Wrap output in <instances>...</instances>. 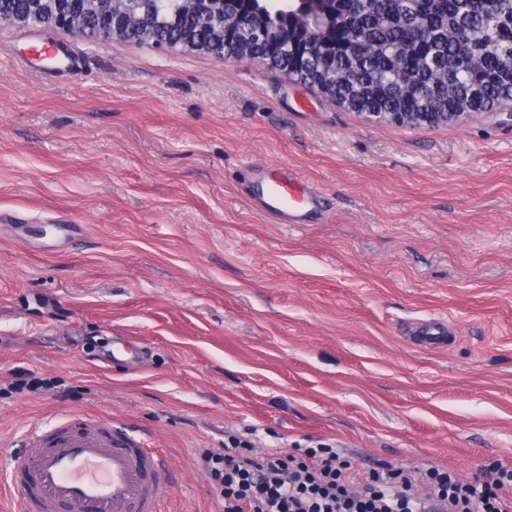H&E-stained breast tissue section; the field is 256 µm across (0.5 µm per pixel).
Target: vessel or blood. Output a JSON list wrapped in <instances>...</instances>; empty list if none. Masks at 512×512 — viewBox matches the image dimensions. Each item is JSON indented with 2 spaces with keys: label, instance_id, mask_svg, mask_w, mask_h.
Returning <instances> with one entry per match:
<instances>
[{
  "label": "vessel or blood",
  "instance_id": "vessel-or-blood-1",
  "mask_svg": "<svg viewBox=\"0 0 512 512\" xmlns=\"http://www.w3.org/2000/svg\"><path fill=\"white\" fill-rule=\"evenodd\" d=\"M254 204L278 223L300 224L320 198L281 168ZM29 439L31 453L9 464L20 512H160L170 489L167 465L121 427L71 417L50 430L35 428Z\"/></svg>",
  "mask_w": 512,
  "mask_h": 512
}]
</instances>
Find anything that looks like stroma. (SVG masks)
<instances>
[{
    "label": "stroma",
    "mask_w": 512,
    "mask_h": 512,
    "mask_svg": "<svg viewBox=\"0 0 512 512\" xmlns=\"http://www.w3.org/2000/svg\"><path fill=\"white\" fill-rule=\"evenodd\" d=\"M279 168L308 223L254 207ZM71 416L161 449V512H224L205 454L251 427L511 465L512 103L370 122L273 66L0 26V444Z\"/></svg>",
    "instance_id": "stroma-1"
}]
</instances>
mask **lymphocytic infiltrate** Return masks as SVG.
<instances>
[{"mask_svg": "<svg viewBox=\"0 0 512 512\" xmlns=\"http://www.w3.org/2000/svg\"><path fill=\"white\" fill-rule=\"evenodd\" d=\"M206 463L224 512H512V466L467 482L437 468L365 478L331 444L261 452L234 434Z\"/></svg>", "mask_w": 512, "mask_h": 512, "instance_id": "1", "label": "lymphocytic infiltrate"}]
</instances>
